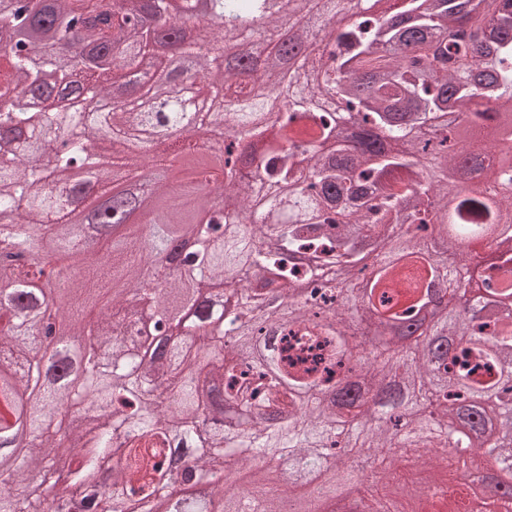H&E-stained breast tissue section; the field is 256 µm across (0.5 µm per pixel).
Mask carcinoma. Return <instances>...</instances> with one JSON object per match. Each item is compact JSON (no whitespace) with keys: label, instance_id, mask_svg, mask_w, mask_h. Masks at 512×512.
<instances>
[{"label":"carcinoma","instance_id":"obj_1","mask_svg":"<svg viewBox=\"0 0 512 512\" xmlns=\"http://www.w3.org/2000/svg\"><path fill=\"white\" fill-rule=\"evenodd\" d=\"M0 0V215L18 226L12 251L0 257V404L19 426L0 431V461L20 489L0 495V512H55L32 484L59 475L70 512H239L243 487L256 512H326L368 485L377 512H403L387 484L365 483L350 469L355 453L398 461L424 448L422 465L444 469L452 448L480 451L490 464L512 461V162L492 139L512 141V0H393L344 23L349 0H318L317 32L283 38L288 14L311 0H200L211 37L186 38L171 0H38L27 10ZM249 32L242 57L223 64L228 34ZM321 35L324 49L313 42ZM277 50L283 66L254 81L247 60ZM210 100L184 120L156 111V99ZM291 97L276 108L269 88ZM106 94L109 112L61 106L59 98ZM224 139H256L259 149H227L217 168L200 166L184 184L160 180L149 193L109 191L114 175L167 159L151 148L136 157L104 155L106 143L146 126L183 127L177 151L202 148L214 125ZM62 148L44 161V142ZM430 158L423 173L416 158ZM180 194L162 224L112 240L107 253L84 249L92 217L100 238L135 212L142 199ZM233 204L226 212L213 196ZM449 224L445 253L461 241L498 233L477 253L473 276L482 294L464 315L451 308L430 322L432 340L401 337L375 343L369 358L348 355L357 337L362 286L380 322L409 323L424 308L395 289L419 272L415 288L439 280L441 258L425 252L436 226ZM196 249L173 272L154 258L180 237ZM50 248L71 256L100 288L124 285L95 322L83 289L53 307L44 285L60 273L35 264ZM373 260L368 268L367 260ZM372 270L368 276L365 271ZM222 280L230 297L212 301L208 283ZM241 281L253 284L240 291ZM306 287L303 306L278 315L267 295L287 299ZM55 309L75 336L96 325L78 355L81 382L70 387L57 364L42 363L35 309ZM297 329L328 347L323 372L300 369L268 337ZM95 404L89 424L77 412L64 438L46 435L66 403ZM189 451L196 467L176 475L170 458ZM291 474L278 493L266 490L264 466ZM228 467V487H213L177 505L172 484L209 482ZM442 498H420L415 512H448L459 481Z\"/></svg>","mask_w":512,"mask_h":512}]
</instances>
